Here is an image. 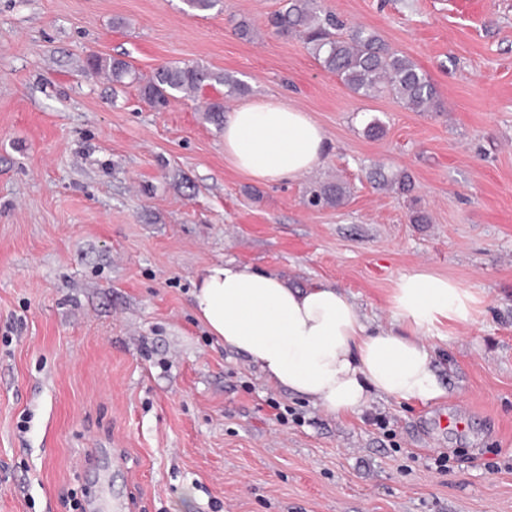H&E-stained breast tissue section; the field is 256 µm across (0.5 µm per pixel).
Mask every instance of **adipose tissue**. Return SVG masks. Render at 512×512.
<instances>
[{
    "label": "adipose tissue",
    "instance_id": "ef3b65f1",
    "mask_svg": "<svg viewBox=\"0 0 512 512\" xmlns=\"http://www.w3.org/2000/svg\"><path fill=\"white\" fill-rule=\"evenodd\" d=\"M326 148L323 128L306 112L274 100L249 102L224 121V156L260 184L309 173ZM211 336L246 356L273 387L345 415L373 398L427 403L443 395L425 340L444 322L468 324L472 297L448 278L401 274L391 305L407 334L372 331L340 288L292 286L278 274L224 260L206 266L192 293Z\"/></svg>",
    "mask_w": 512,
    "mask_h": 512
}]
</instances>
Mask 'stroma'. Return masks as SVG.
<instances>
[{
    "instance_id": "obj_1",
    "label": "stroma",
    "mask_w": 512,
    "mask_h": 512,
    "mask_svg": "<svg viewBox=\"0 0 512 512\" xmlns=\"http://www.w3.org/2000/svg\"><path fill=\"white\" fill-rule=\"evenodd\" d=\"M283 4L0 0V512H86L105 491L129 512H512V0H322L426 73L431 112L352 93L266 28ZM92 54L136 82L89 72ZM171 62L245 90L154 109L141 83ZM220 98L297 106L328 149L301 179L255 183L200 108ZM331 181L343 203L308 207ZM230 259L335 284L374 330L405 327L401 274L458 282L472 321L427 336L445 396L335 418L270 387L192 307L199 272ZM451 414L464 433L430 429ZM115 446L122 475L96 482ZM88 64L91 68L95 70H108L112 74V82H122L124 78L127 76L134 75V80L136 79L135 73H133L132 67L130 64L120 58H103L100 56H91L88 59Z\"/></svg>"
}]
</instances>
